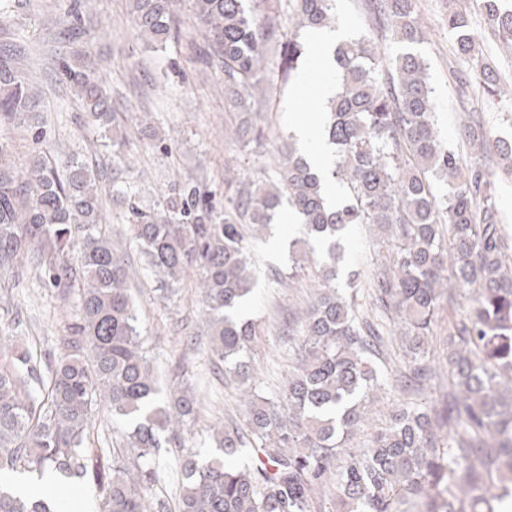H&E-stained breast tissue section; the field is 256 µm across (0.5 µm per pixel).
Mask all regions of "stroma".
<instances>
[{
  "label": "stroma",
  "instance_id": "stroma-1",
  "mask_svg": "<svg viewBox=\"0 0 512 512\" xmlns=\"http://www.w3.org/2000/svg\"><path fill=\"white\" fill-rule=\"evenodd\" d=\"M79 4L82 44L91 55L123 118L129 140L127 149L142 175L145 202H154L171 182L202 176L216 207L224 205L225 180H269L278 152L288 141L292 124L316 112L319 90L331 87L333 73L325 68L324 55L308 47L307 59L295 80L286 84L271 109L256 127L244 128L243 137L225 139L224 131L239 128L242 113L224 109V84L193 60V48L204 41L192 24L182 25L165 51L141 40L127 0H0V44L20 41L24 56L19 67L41 92L43 135L39 146L51 153L86 154L104 174L112 172V151L99 146L78 110L70 88L60 82L57 61L69 45L61 37L71 26L72 4ZM444 0H417L428 41L422 47L434 90L435 123L440 137L458 144L464 114L460 100L468 98L475 112L495 135L512 138V103L492 104L478 94L477 84L460 88L464 64L448 49V29L443 21ZM150 115L159 141L144 139L137 120ZM300 227L276 215L267 234L251 244L258 286L249 305L257 322L255 338L258 377L264 394L281 390L295 359L296 349L283 334L317 285L318 257H311L303 275L289 277L285 258L288 242ZM385 234L363 224L353 225L346 242V270L373 271L388 255ZM128 286L137 304L139 327L145 347L165 383L187 382L202 401L201 412L187 445L201 454L209 452L208 419L211 415L242 419L238 384L218 376L208 348L201 295L191 279H183L171 300L158 299L153 278L136 248H129ZM8 298L22 309L26 321L18 339L35 342L43 360L59 352L65 314L57 290L44 287L38 271L11 283Z\"/></svg>",
  "mask_w": 512,
  "mask_h": 512
}]
</instances>
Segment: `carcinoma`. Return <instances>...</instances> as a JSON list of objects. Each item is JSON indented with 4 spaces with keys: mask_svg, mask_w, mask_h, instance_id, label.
<instances>
[{
    "mask_svg": "<svg viewBox=\"0 0 512 512\" xmlns=\"http://www.w3.org/2000/svg\"><path fill=\"white\" fill-rule=\"evenodd\" d=\"M203 28L202 59L224 79L230 112L268 111L278 89L304 62L303 32L336 27L335 0H129L138 31L163 50L174 38L177 5ZM369 25L399 45L393 57L374 39L339 42L325 59L336 73L323 106L333 146L328 168L288 151L276 181L246 190L224 183V211L200 184L172 182L146 206L135 178L112 176L77 153L54 156L29 143L27 177L10 163L15 127L38 117L39 98L19 70L15 48L0 46V271L35 267L43 282L75 299L58 355L41 372L27 344L0 337V471L77 477L99 493L97 512H158L151 487L156 463L183 448L196 419L187 384L163 386L126 288L123 256L113 247L103 197L119 203L117 221L168 300L189 270L199 275L212 357L243 389V423L210 425L218 455L178 453L179 512H313L326 492L336 512H494L512 486V246L497 205L492 169L512 161V142L480 118L462 124L470 149L443 141L433 119L427 63L416 47L427 31L415 0H364ZM454 56L490 98L504 92L472 24L482 14L512 46V0H446ZM60 74L102 146L132 170L116 129L110 95L97 72L68 59ZM340 193L326 198V185ZM288 203L302 236L288 266L305 268L312 242L323 246L320 293L289 335L294 369L276 396L255 384L256 326L238 310L254 293L247 243ZM354 224L395 227L390 263L374 275L348 273L336 288L337 263ZM475 287L463 307L456 291ZM458 316L448 325V393L442 406L407 402L359 451L346 448L368 420L375 393L388 386L384 337L395 335L402 388L431 380L429 338L442 292ZM123 424L112 464L89 447L100 413ZM59 488L15 496L0 489V512H59Z\"/></svg>",
    "mask_w": 512,
    "mask_h": 512,
    "instance_id": "carcinoma-1",
    "label": "carcinoma"
}]
</instances>
